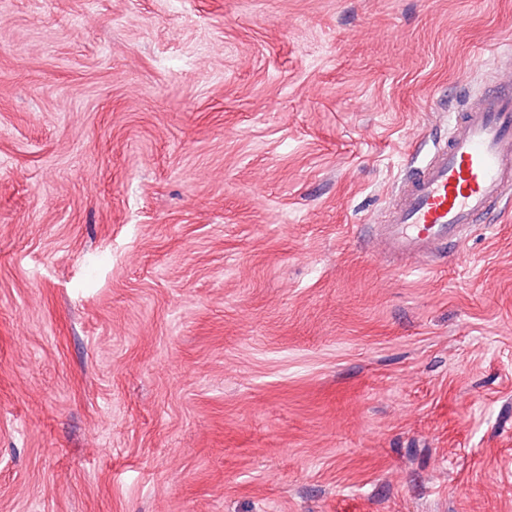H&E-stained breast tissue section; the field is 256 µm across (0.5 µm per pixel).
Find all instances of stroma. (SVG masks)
Returning <instances> with one entry per match:
<instances>
[{
	"label": "stroma",
	"instance_id": "1",
	"mask_svg": "<svg viewBox=\"0 0 512 512\" xmlns=\"http://www.w3.org/2000/svg\"><path fill=\"white\" fill-rule=\"evenodd\" d=\"M512 0H0V512H512V207L373 225Z\"/></svg>",
	"mask_w": 512,
	"mask_h": 512
}]
</instances>
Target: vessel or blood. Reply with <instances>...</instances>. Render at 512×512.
Masks as SVG:
<instances>
[{"label": "vessel or blood", "instance_id": "1", "mask_svg": "<svg viewBox=\"0 0 512 512\" xmlns=\"http://www.w3.org/2000/svg\"><path fill=\"white\" fill-rule=\"evenodd\" d=\"M512 200V84L495 81L448 114V137L402 181L380 222L383 253L413 258L463 245L472 224Z\"/></svg>", "mask_w": 512, "mask_h": 512}]
</instances>
